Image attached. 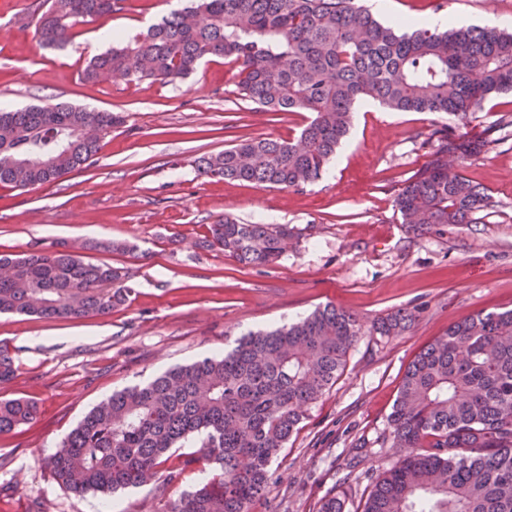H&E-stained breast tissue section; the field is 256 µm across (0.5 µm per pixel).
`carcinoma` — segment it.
<instances>
[{"mask_svg":"<svg viewBox=\"0 0 512 512\" xmlns=\"http://www.w3.org/2000/svg\"><path fill=\"white\" fill-rule=\"evenodd\" d=\"M115 0H49L41 42L62 46L80 23L106 16ZM384 24L358 0H198L121 47L92 57L86 83L172 82L209 56L237 65L241 96L270 112H309L297 140L244 139L197 158L200 175L257 187L299 190L322 177L347 134L352 107L371 98L395 111L460 118L512 91V34L494 27ZM114 112L65 103L0 112V187L52 183L87 164ZM485 143L442 141L422 173L395 197L412 232L471 224L491 206L483 188L448 161ZM294 237L286 224L209 226L202 244L245 266L273 264ZM129 272L93 263L65 243L0 254V314L66 322L103 317L130 298ZM412 314L382 318L372 331L403 332ZM364 334L336 307L287 327L241 338L222 356L170 370L115 392L45 458L53 478L77 494L155 484L163 512H250L265 496L269 466L308 405L343 367ZM15 359L0 349V383ZM37 402L0 400V436L31 424ZM395 465L376 481L363 512H512V309L479 313L448 328L409 366L388 417ZM192 435L197 454L161 469V458ZM213 476L180 490L183 472Z\"/></svg>","mask_w":512,"mask_h":512,"instance_id":"cac0c4a2","label":"carcinoma"}]
</instances>
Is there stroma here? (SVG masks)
Listing matches in <instances>:
<instances>
[{
	"mask_svg": "<svg viewBox=\"0 0 512 512\" xmlns=\"http://www.w3.org/2000/svg\"><path fill=\"white\" fill-rule=\"evenodd\" d=\"M191 0H119L112 14L79 25L65 48L43 46L46 0H0V110L68 102L122 113L92 163L62 179L0 188V254L58 242L119 239L130 251H85L130 270L129 302L105 318L53 322L0 315V345L16 358L0 398L38 403L32 425L0 437V512H158L153 485L77 495L42 460L113 392L224 354L243 335L295 322L333 305L364 328L412 313L398 336H361L332 385L309 405L270 465L253 512H318L334 496L362 512L377 477L399 452L383 445L408 367L449 327L512 308V92L489 96L460 119L397 112L359 101L328 171L300 190L258 188L201 176L197 157L245 138L296 137L303 112H267L240 96L237 67L213 56L187 78L84 82L105 52L103 28L134 36ZM469 26L512 32V0H447ZM487 140L461 173L491 195L474 223L409 233L395 207L440 137ZM285 224L295 243L275 264L245 266L202 240L224 217Z\"/></svg>",
	"mask_w": 512,
	"mask_h": 512,
	"instance_id": "stroma-1",
	"label": "stroma"
}]
</instances>
